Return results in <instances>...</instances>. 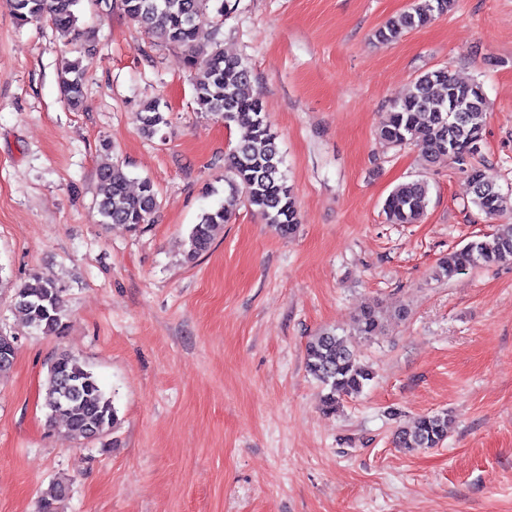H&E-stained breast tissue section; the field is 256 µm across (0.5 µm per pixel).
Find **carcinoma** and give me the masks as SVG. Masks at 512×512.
Returning <instances> with one entry per match:
<instances>
[{
	"instance_id": "obj_1",
	"label": "carcinoma",
	"mask_w": 512,
	"mask_h": 512,
	"mask_svg": "<svg viewBox=\"0 0 512 512\" xmlns=\"http://www.w3.org/2000/svg\"><path fill=\"white\" fill-rule=\"evenodd\" d=\"M80 0H10L17 24L48 20L66 38L81 35ZM453 0H412L404 13L389 19L378 37L395 40L404 32L422 27L452 7ZM125 14L159 43L183 52L185 68L192 76L197 110L220 117L224 124L245 129L241 140L224 159V202L202 214L188 235L186 259L193 261L206 252L217 225L228 222L236 209L247 206L262 216L281 236L295 233L299 224L292 188L288 185L284 160L271 130L263 101L252 86L251 71L241 59L224 54L221 41L207 51L197 47L196 20L213 14L221 22L233 10L230 0H120ZM86 67L83 59L66 62L59 90L72 108L84 94ZM487 119L483 85L455 79L446 68L417 76L408 92L396 101L378 127L380 137L394 147L414 144L423 161L433 163L442 156L472 187L473 206L487 218H498L512 210V198L487 181L477 165L482 156ZM140 131L152 139L168 125L160 101L144 103L138 113ZM130 176L117 162L106 163L97 172L98 214L103 224H121L136 229L153 222L158 208L152 181H140L138 192L129 190ZM428 184L416 179L395 186L384 201L383 212L391 224H415L424 212ZM512 260V223L499 224L495 232L474 239L440 262L441 274L452 278L482 265ZM15 309L24 323L45 335H61L67 329L63 290L38 272L30 274L19 288ZM379 328L378 311L367 306L356 318L357 336H372ZM307 372L327 390L323 409L336 411L343 397L361 392L372 372L356 357L348 337L325 331L306 345ZM50 424H62L76 440L100 436L118 420L112 394L78 358L62 352L52 361L45 396ZM448 437V416L428 413L414 427L398 431L401 448H434ZM67 483H56L53 493L41 499L38 512H59Z\"/></svg>"
}]
</instances>
